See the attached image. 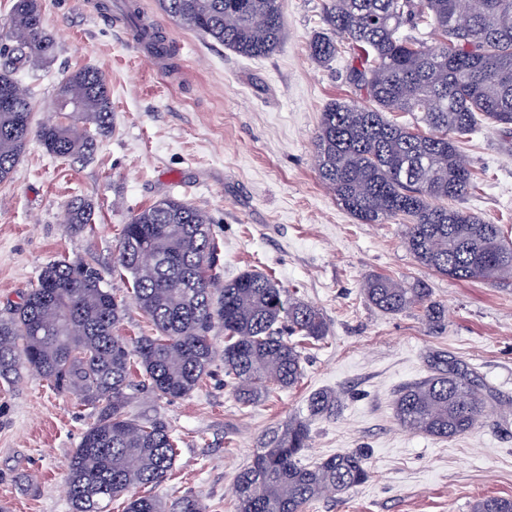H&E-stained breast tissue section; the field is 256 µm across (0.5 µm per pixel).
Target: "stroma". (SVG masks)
Segmentation results:
<instances>
[{
    "mask_svg": "<svg viewBox=\"0 0 512 512\" xmlns=\"http://www.w3.org/2000/svg\"><path fill=\"white\" fill-rule=\"evenodd\" d=\"M99 0H41L53 56L22 71L34 119H54L55 88L83 67L106 77L108 132L85 159H60L30 140L11 179L0 182V310L20 300L49 262L84 259L127 300L115 329L127 338L152 326L132 304L128 277L113 273L132 215L166 197L206 211L219 247L215 273L256 269L318 308L329 331L301 347L299 383L251 407L224 384V363L188 396L170 402L135 392L128 415L165 422L180 439L171 474L154 494L192 495L205 512H236L234 486L265 436L306 413L309 396L332 390L333 416L311 423L312 464L347 450L367 458L369 479L312 502L303 512H471L477 499L512 498V279L462 282L421 267L404 245L405 224H363L337 202L314 168L325 107L354 96L350 55L314 61L324 0H281L285 39L272 54L242 57L133 0L174 50L163 60L136 50L125 21ZM462 153L479 182L459 208L501 225L512 239V144L496 130L466 138ZM90 201L83 230L66 222L74 198ZM426 281L446 306L433 331L418 311L381 312L362 292L368 274ZM447 356L482 381L491 409L473 431L446 440L401 427L393 400ZM96 411L50 383L22 374L0 383V506L6 512H70L66 468Z\"/></svg>",
    "mask_w": 512,
    "mask_h": 512,
    "instance_id": "obj_1",
    "label": "stroma"
}]
</instances>
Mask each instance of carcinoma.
<instances>
[{
    "mask_svg": "<svg viewBox=\"0 0 512 512\" xmlns=\"http://www.w3.org/2000/svg\"><path fill=\"white\" fill-rule=\"evenodd\" d=\"M475 2L474 24L459 30L453 23L458 0H325L328 31L308 43L319 63L351 52L349 83L356 95L329 103L322 113L314 148L319 179L364 224L408 219L404 243L415 260L461 281L512 274V241L501 225L439 204L476 188L462 139L485 124L512 136V0ZM159 6L241 56L270 55L283 40L279 0H159ZM405 27L433 30L437 44L404 34ZM135 32L156 56H170L158 31ZM54 49L41 0H16L0 40V182L12 177L33 137L48 154L68 159L93 151L87 125L100 134L107 129L110 92L97 70H76L56 87L55 99L78 104L79 124L49 120L35 127L30 97L11 96L17 72L42 65ZM390 112L412 122L394 121ZM92 219L90 203L71 202L68 223L80 229ZM210 224L206 212L169 197L124 225L113 270L131 279L133 301L152 324L151 335L126 340L113 333L126 303L82 259L47 264L21 301L0 313V380L32 373L97 410L70 460L71 512H104L122 496L123 512H203L191 495L172 506L153 494L125 496L134 487L162 483L178 453V439L165 423L127 416L130 391L142 387L157 401L188 395L215 362L209 333L218 325L224 329V375L247 408L301 378L293 338L320 342L328 334L319 309L287 295L264 272L246 270L214 287L217 248ZM142 249L157 262L143 264ZM362 290L382 312L416 308L429 328L445 326V307L422 281L370 274ZM337 409L336 394L316 392L307 416L291 417L271 432L237 477V512H301L369 478L355 450L302 462L311 421ZM394 410L403 428L452 438L475 429L486 415L484 385L439 357L432 374L398 392ZM472 512H512V498L479 500Z\"/></svg>",
    "mask_w": 512,
    "mask_h": 512,
    "instance_id": "1",
    "label": "carcinoma"
}]
</instances>
